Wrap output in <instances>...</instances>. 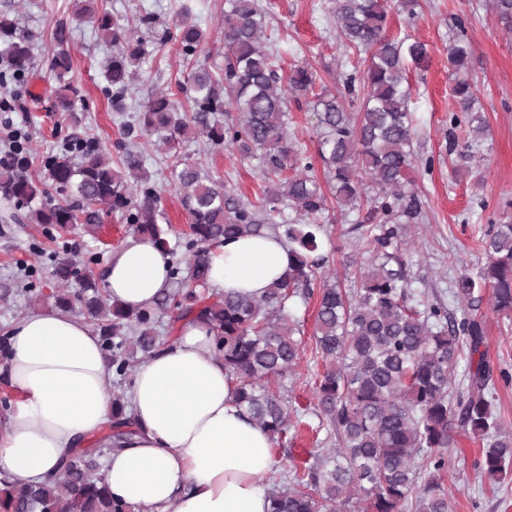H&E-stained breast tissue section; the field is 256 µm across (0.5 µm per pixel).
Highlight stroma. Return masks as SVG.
<instances>
[{"label": "stroma", "mask_w": 512, "mask_h": 512, "mask_svg": "<svg viewBox=\"0 0 512 512\" xmlns=\"http://www.w3.org/2000/svg\"><path fill=\"white\" fill-rule=\"evenodd\" d=\"M205 40L196 64L219 73L224 67V0H192ZM178 0H97V12H108L136 21L153 17V28L138 33L151 43L150 53L133 80L123 111L113 109L104 94L103 70L113 52L99 40L91 22H77L73 0H0L8 12L33 35V67L26 79L9 82L16 108L8 119L28 135L27 175H44L42 158L60 149L66 139L81 137L110 147L121 138L141 152L146 169L160 184L162 205L178 245L189 231L190 218L181 204L173 173L175 161L165 147L146 136H125L141 104L152 94L167 95L179 106L187 100L180 89L186 65L174 43L155 44L154 38L176 19ZM266 11L267 35L278 48L276 64L281 76L305 64L316 75V90L337 91L343 77L364 71L369 54L344 47L337 36L331 0H260ZM463 23L471 43L470 73L478 106L487 125L477 143L457 130V147L448 144V118L458 106L451 95L454 78L448 68V46L456 23ZM389 31L424 42L429 49L425 67L410 69V109L414 120L413 152L419 166L416 191L424 220L410 225L407 240L412 251L409 278L412 288L427 302H439L451 313L460 304L452 289L462 270L477 272L486 262L481 239L492 225L512 220V30L506 29L492 7V0H421L416 17L401 9L389 16ZM72 59V75L80 90L75 112L51 109L57 85L51 62L59 49ZM183 154L223 177L243 202L258 203L266 183L255 159H240L231 149L210 147L205 138L184 142ZM362 215L330 205L320 235V252L327 269L349 283V262L359 252L360 234L354 229ZM132 232L120 217L103 219L97 230L83 224L49 232L39 224H18L0 200V279H14L19 292L0 299V328L33 311L28 289L51 292L55 256L71 253L78 270L103 280L112 249L126 243ZM293 315L303 323L304 350L299 365L287 379L288 399L301 409L298 435L277 445L279 471L313 458L329 447L328 430L311 411L315 382L323 370L312 341L315 301L294 299ZM477 314L484 322L487 358L494 369L512 372V318L496 314L489 300H482ZM482 450L477 440L458 432L448 451V481L453 488V512H512V478L495 483L478 471Z\"/></svg>", "instance_id": "35a3bbf8"}]
</instances>
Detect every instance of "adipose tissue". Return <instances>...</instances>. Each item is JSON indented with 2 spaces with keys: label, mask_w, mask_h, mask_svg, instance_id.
Here are the masks:
<instances>
[{
  "label": "adipose tissue",
  "mask_w": 512,
  "mask_h": 512,
  "mask_svg": "<svg viewBox=\"0 0 512 512\" xmlns=\"http://www.w3.org/2000/svg\"><path fill=\"white\" fill-rule=\"evenodd\" d=\"M291 261L276 234L240 237L209 250L208 284L261 297ZM169 257L135 237L112 250L106 292L136 310L169 287ZM4 371L19 400L0 418V476L44 482L58 462L112 421L111 372L84 319L52 308L8 331ZM235 381L213 350V334L185 323L179 337L139 365L127 401L139 436L105 462L115 498L152 512H270L262 480L277 464L271 435L237 405Z\"/></svg>",
  "instance_id": "1"
}]
</instances>
